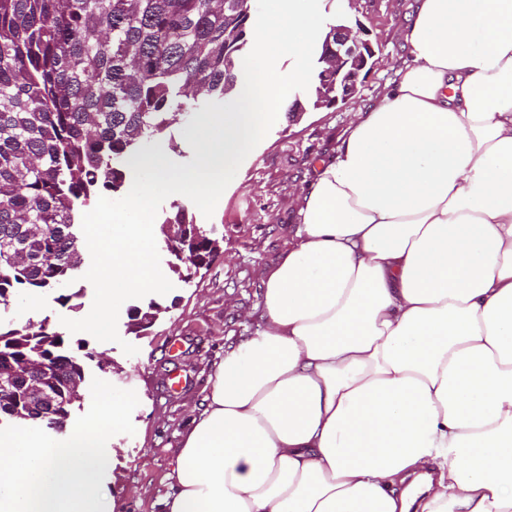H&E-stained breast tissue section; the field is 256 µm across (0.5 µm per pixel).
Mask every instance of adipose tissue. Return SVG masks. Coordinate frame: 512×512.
Listing matches in <instances>:
<instances>
[{
	"label": "adipose tissue",
	"mask_w": 512,
	"mask_h": 512,
	"mask_svg": "<svg viewBox=\"0 0 512 512\" xmlns=\"http://www.w3.org/2000/svg\"><path fill=\"white\" fill-rule=\"evenodd\" d=\"M163 512H512V0H416Z\"/></svg>",
	"instance_id": "obj_1"
}]
</instances>
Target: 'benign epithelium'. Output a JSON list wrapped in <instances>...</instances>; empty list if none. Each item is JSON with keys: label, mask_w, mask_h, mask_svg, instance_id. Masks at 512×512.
<instances>
[{"label": "benign epithelium", "mask_w": 512, "mask_h": 512, "mask_svg": "<svg viewBox=\"0 0 512 512\" xmlns=\"http://www.w3.org/2000/svg\"><path fill=\"white\" fill-rule=\"evenodd\" d=\"M322 68L315 90L288 107V118L295 121L308 109L338 108L359 92L376 56L368 31L345 10L336 13L323 41Z\"/></svg>", "instance_id": "7a95c632"}]
</instances>
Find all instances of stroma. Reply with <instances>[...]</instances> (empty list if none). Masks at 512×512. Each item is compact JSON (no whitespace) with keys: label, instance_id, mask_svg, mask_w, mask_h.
<instances>
[{"label":"stroma","instance_id":"stroma-1","mask_svg":"<svg viewBox=\"0 0 512 512\" xmlns=\"http://www.w3.org/2000/svg\"><path fill=\"white\" fill-rule=\"evenodd\" d=\"M414 5L415 0H355L353 15L379 47L358 95L343 108L311 110L295 122L280 112L240 165L212 217H204L181 194L162 203L158 220L184 203L195 223L215 228L224 242L211 266L188 282L172 273L175 258L160 249V265L170 271L172 291L151 300L126 301L118 318L120 343L88 341L85 381L99 378L135 390L139 398L132 414L134 435L118 434L108 442L114 451L113 512H161L159 502L170 490L167 475L176 462L180 434L210 389L212 366L227 344L259 330L251 312L262 292L260 273L287 249L297 224L296 201L313 182L318 166L334 155L352 113L370 104L403 57L401 31ZM193 118L190 112L177 113L165 135L144 143L143 151L191 161L193 152L183 134ZM152 301L161 306L154 325L138 334L129 332L130 310L147 308ZM124 341L137 347L136 355L123 353Z\"/></svg>","mask_w":512,"mask_h":512}]
</instances>
